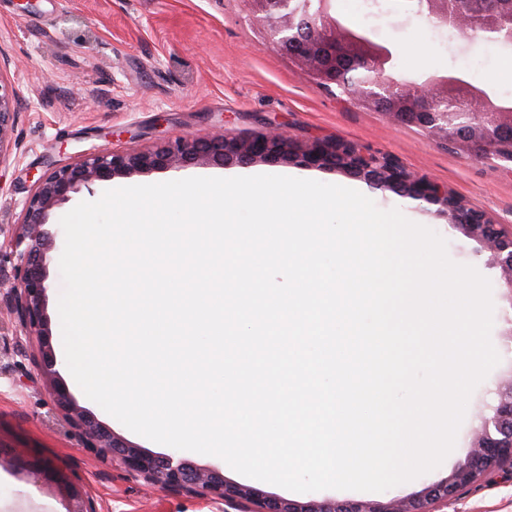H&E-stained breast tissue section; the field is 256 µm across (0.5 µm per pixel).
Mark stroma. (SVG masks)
<instances>
[{
    "instance_id": "stroma-1",
    "label": "stroma",
    "mask_w": 512,
    "mask_h": 512,
    "mask_svg": "<svg viewBox=\"0 0 512 512\" xmlns=\"http://www.w3.org/2000/svg\"><path fill=\"white\" fill-rule=\"evenodd\" d=\"M331 10L391 43L396 73L409 81L428 72L462 76L512 99V83L492 80L512 48L476 43L455 32L437 31L400 9L396 0H332ZM426 59L407 67L412 44ZM0 83L19 95L7 151L0 153V226L22 217L23 204L40 176L90 152H149L175 140L226 133L257 138L273 132L294 142H346L383 158L393 167L444 187L466 208L512 230V162L477 160L436 141L416 126H395L380 112L340 101L319 88L255 22L246 0H34L21 12L19 0H0ZM258 174L301 175L351 186L360 179L330 165L272 159L248 167L189 165L178 171H149L94 183L74 202L94 201L110 188L189 177ZM367 195L383 210L401 208L409 220L448 243L449 257L474 266L490 282L499 270L480 243L452 229L439 206L385 189ZM69 205L52 211L55 247L49 264L47 314L56 370L72 399L129 445L150 456L178 455L197 468L263 495L308 502L415 498L446 478L463 461L478 409L496 404L498 371L473 392L456 446L436 469L383 492L322 490L296 493L242 476L216 456L174 448L142 437L90 401L78 389L66 361L58 300L63 288L58 260L65 236L60 219ZM14 281L8 238L0 235V446L11 461L0 465V512H66L67 486L43 476L45 465L65 474L86 492L97 512H215L199 497L129 475L117 457L102 458L81 446V438L58 412L39 370L37 341L12 338L8 291ZM436 512H512V464L484 474Z\"/></svg>"
}]
</instances>
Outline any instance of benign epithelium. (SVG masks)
<instances>
[{"label": "benign epithelium", "mask_w": 512, "mask_h": 512, "mask_svg": "<svg viewBox=\"0 0 512 512\" xmlns=\"http://www.w3.org/2000/svg\"><path fill=\"white\" fill-rule=\"evenodd\" d=\"M257 22L267 26L277 46L305 69L320 87L336 84L349 102L381 109L396 125L422 126L432 137L473 158L490 157L501 149L505 127H512V113L474 110L448 96V77L434 75L411 95L408 102L396 98L400 86L391 70L368 52L355 62L349 38L336 31V18L330 14L331 0H246ZM417 15L432 28L457 29L471 25L476 18L491 20L512 12V0H417ZM484 41L512 45V23L487 29ZM361 68L363 76L355 83L344 81L336 72V59ZM19 99L0 85V152L8 146L16 120ZM296 157L305 162L331 164L358 175L373 186L389 188L403 196L423 200L448 209L452 226L481 243L500 269L499 287L512 304V234L451 200L441 186L388 168L379 160L366 157L348 144L298 149L283 139L237 140L223 134L181 139L148 153L94 152L79 161L57 167L38 179L34 193L25 201L22 222L12 225L10 249L17 287L10 303L21 336L41 340L39 366L42 377L55 382L54 394L59 411L82 438V447L102 456H119L137 476L201 497L220 500L238 512H426L414 499L388 503L347 499L333 502H297L260 496L240 485L227 484L217 472H201L173 456L155 457L134 450L94 418L80 410L66 388L56 382V356L49 341L50 322L46 312L49 253L54 236L49 229L51 212L69 202L82 188L117 175L165 170L205 162L216 166L247 165L258 160ZM493 414L484 415L471 431L465 459L447 478L427 487L430 501H446L482 474L504 462H512V366L495 391ZM67 512H94L90 498L71 489Z\"/></svg>", "instance_id": "benign-epithelium-1"}]
</instances>
